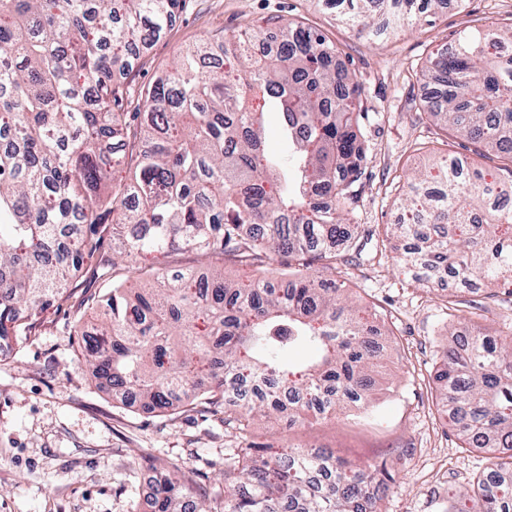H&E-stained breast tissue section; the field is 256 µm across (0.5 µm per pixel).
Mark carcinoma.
<instances>
[{
    "mask_svg": "<svg viewBox=\"0 0 512 512\" xmlns=\"http://www.w3.org/2000/svg\"><path fill=\"white\" fill-rule=\"evenodd\" d=\"M181 0H0V342L68 291L99 257L112 288L98 319H76L86 362L107 391L132 390L141 407L175 414L201 406L248 434L260 418L328 417L367 402L381 356L378 319L357 311L333 278L304 272L232 281L224 268L177 273L156 288L117 270L145 250H190L262 268L281 255L334 269L359 252L353 224L366 168L361 87L316 31L281 28L261 58L268 26L222 44L207 69L202 40L142 89L144 113L124 111L131 88L113 79L125 53L171 25ZM442 0H325L359 37L378 42ZM512 29L479 31L431 58L436 120L478 150L512 161ZM279 118L288 161L269 154L265 114ZM142 144L129 178L112 180L110 141ZM512 178L488 181L442 156L406 184L405 215L384 226L405 243L420 281L448 289L512 287ZM112 235V254L103 250ZM310 347L315 356L294 362ZM444 415L462 447L492 454L486 486L459 494L461 512H512V323L489 335L479 318L448 330L437 370ZM381 473L305 448L224 459V488L178 471L161 475L153 512H382L369 487Z\"/></svg>",
    "mask_w": 512,
    "mask_h": 512,
    "instance_id": "1",
    "label": "carcinoma"
}]
</instances>
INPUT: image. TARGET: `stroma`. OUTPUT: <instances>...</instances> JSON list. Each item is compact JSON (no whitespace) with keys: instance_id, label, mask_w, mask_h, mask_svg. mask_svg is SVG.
<instances>
[{"instance_id":"1","label":"stroma","mask_w":512,"mask_h":512,"mask_svg":"<svg viewBox=\"0 0 512 512\" xmlns=\"http://www.w3.org/2000/svg\"><path fill=\"white\" fill-rule=\"evenodd\" d=\"M275 19L322 34L362 87L360 126L368 162L356 223L360 260L335 277L350 301L375 309L392 334L382 352L385 372L367 409L315 419L262 423L244 437L203 408L175 414L147 412L101 391L79 361L75 317L95 315L109 282L86 259L66 298L40 314L27 336L0 355V512H146L153 471L179 470L201 481L224 482V460L242 448H327L341 458L384 467L378 493L384 512H450L454 495L487 470V452L462 447L436 408L434 376L444 336L457 321L445 292L418 283L402 250L378 247L381 225L397 223L407 174L440 154L468 158L487 179L507 175V160L447 135L426 110L431 88L420 75L429 58L485 26L512 27V0H449L413 28L376 44L354 36L323 0H184L170 28L132 60L125 77L146 85L170 69L185 46L209 38L231 40ZM137 265L156 278L204 269L187 251L148 252ZM466 312L490 328L512 319V297H490L486 286L461 290Z\"/></svg>"}]
</instances>
